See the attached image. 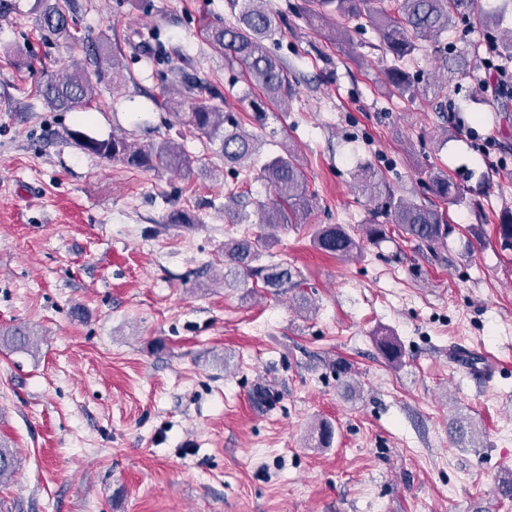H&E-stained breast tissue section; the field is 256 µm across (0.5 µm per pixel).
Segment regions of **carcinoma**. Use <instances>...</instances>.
<instances>
[{
  "instance_id": "obj_1",
  "label": "carcinoma",
  "mask_w": 512,
  "mask_h": 512,
  "mask_svg": "<svg viewBox=\"0 0 512 512\" xmlns=\"http://www.w3.org/2000/svg\"><path fill=\"white\" fill-rule=\"evenodd\" d=\"M309 16L322 18L328 13L340 17L363 19L375 31L380 42L392 54V65L387 70L388 81L396 94L413 99L425 92L406 71L405 64L420 50L419 41L439 39L448 32L454 19L468 15L481 26H496L500 19L489 12H474L475 0H307ZM68 0L45 3L39 28L72 43L77 40L71 31ZM232 21L212 24L207 28L210 44L224 54L226 63L238 66L248 89L257 88L260 95L252 100L253 118L263 124L267 109L278 105L289 91L288 78L282 62L270 55L264 41L273 34L276 19L265 8V0H227ZM86 57L98 71L112 73V85H117L119 63L110 57L101 40L86 39ZM35 94L57 109L82 110L92 101V88L86 66L74 64L51 74L35 87ZM217 95L202 90L187 100L189 111L175 116L185 120L199 137L219 143L224 163L236 175L249 176L252 161L260 149L257 134L242 128L238 113L224 110L213 100ZM69 136L85 152L107 161L121 162L135 168L161 167L175 171L186 179L194 175L196 159L175 143H162L145 149L128 138L112 134L96 138L80 130ZM258 178L272 191V198L255 202L258 223L269 226L303 224L313 207L315 193L309 190L305 172L295 155L288 150L273 157L260 170ZM357 179L362 189L379 193L376 172L368 165L359 167ZM429 188L442 201L452 200L459 187L443 172L430 179ZM392 223L410 240L434 246L448 237V225L438 210L414 200L397 198L390 203ZM361 236L344 224H321L312 234L313 246L338 258H349L361 251L360 237L380 241L385 236L381 224H364ZM500 250L512 252V212L499 218L494 228ZM267 247V238L244 234L224 242V277L259 278L266 287L279 289L292 282L294 274L286 262L256 265ZM0 343L17 350L33 344V334L21 326L0 329ZM385 359L393 365H402L400 345L390 336L378 338ZM17 457L12 448L0 444V485L9 483L17 473Z\"/></svg>"
}]
</instances>
